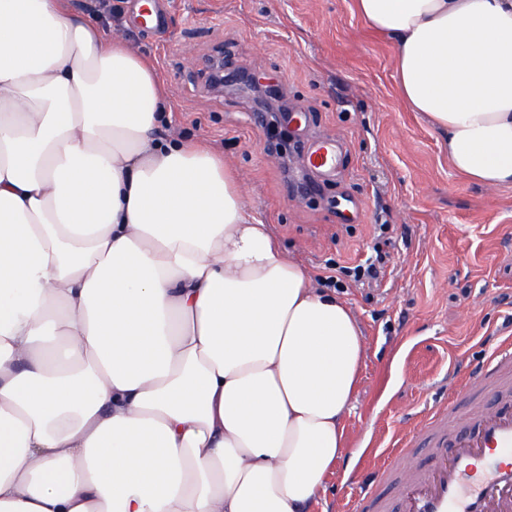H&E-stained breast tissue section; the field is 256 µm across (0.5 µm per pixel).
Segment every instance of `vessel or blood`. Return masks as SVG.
<instances>
[{
    "mask_svg": "<svg viewBox=\"0 0 512 512\" xmlns=\"http://www.w3.org/2000/svg\"><path fill=\"white\" fill-rule=\"evenodd\" d=\"M321 175L336 169V143L326 139L310 153ZM512 338L477 365L461 364L448 399L420 419L409 437L391 449L390 462L370 474L371 490L358 512H387L376 489L393 485L401 512H512ZM493 401L474 412L462 409L470 396Z\"/></svg>",
    "mask_w": 512,
    "mask_h": 512,
    "instance_id": "1",
    "label": "vessel or blood"
}]
</instances>
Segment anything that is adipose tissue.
Returning <instances> with one entry per match:
<instances>
[{
  "label": "adipose tissue",
  "mask_w": 512,
  "mask_h": 512,
  "mask_svg": "<svg viewBox=\"0 0 512 512\" xmlns=\"http://www.w3.org/2000/svg\"><path fill=\"white\" fill-rule=\"evenodd\" d=\"M460 174L512 185V0H354ZM153 65L0 0V512H317L366 345Z\"/></svg>",
  "instance_id": "adipose-tissue-1"
}]
</instances>
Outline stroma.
<instances>
[{
  "label": "stroma",
  "instance_id": "1",
  "mask_svg": "<svg viewBox=\"0 0 512 512\" xmlns=\"http://www.w3.org/2000/svg\"><path fill=\"white\" fill-rule=\"evenodd\" d=\"M69 0L148 56L171 111L166 134L202 141L240 169L258 222L315 281L387 252L380 286L337 294L366 340L341 460L318 512H355L370 471L448 397L449 370L512 336V187L470 183L396 89L392 47L353 0ZM224 52V92L205 59ZM336 138V173L308 161Z\"/></svg>",
  "mask_w": 512,
  "mask_h": 512
}]
</instances>
